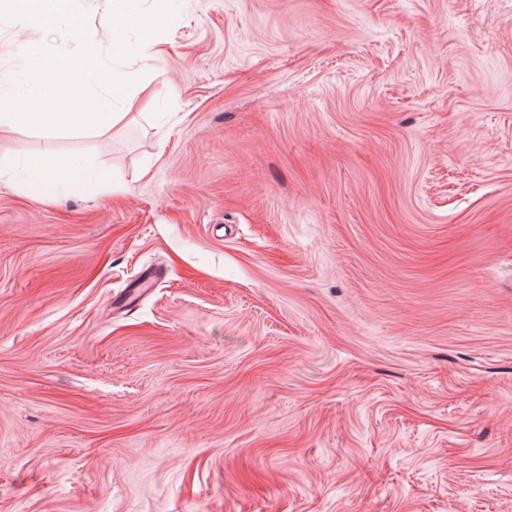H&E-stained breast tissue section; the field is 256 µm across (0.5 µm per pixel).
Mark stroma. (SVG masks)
Masks as SVG:
<instances>
[{"label": "stroma", "instance_id": "stroma-1", "mask_svg": "<svg viewBox=\"0 0 512 512\" xmlns=\"http://www.w3.org/2000/svg\"><path fill=\"white\" fill-rule=\"evenodd\" d=\"M114 7L136 121L0 129L110 176L0 179V512H512V0Z\"/></svg>", "mask_w": 512, "mask_h": 512}]
</instances>
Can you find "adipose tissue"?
<instances>
[{"label":"adipose tissue","instance_id":"ef3b65f1","mask_svg":"<svg viewBox=\"0 0 512 512\" xmlns=\"http://www.w3.org/2000/svg\"><path fill=\"white\" fill-rule=\"evenodd\" d=\"M10 177L31 187L63 188L75 183L103 184L108 177L105 172L87 170L81 161L55 159L49 162L36 159L0 160V178Z\"/></svg>","mask_w":512,"mask_h":512}]
</instances>
